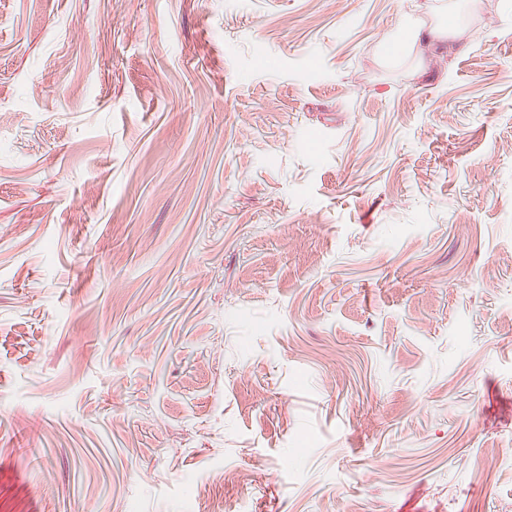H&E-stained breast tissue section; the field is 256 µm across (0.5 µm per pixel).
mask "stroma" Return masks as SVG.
<instances>
[{"label": "stroma", "instance_id": "1", "mask_svg": "<svg viewBox=\"0 0 512 512\" xmlns=\"http://www.w3.org/2000/svg\"><path fill=\"white\" fill-rule=\"evenodd\" d=\"M0 512H512V0H0Z\"/></svg>", "mask_w": 512, "mask_h": 512}]
</instances>
